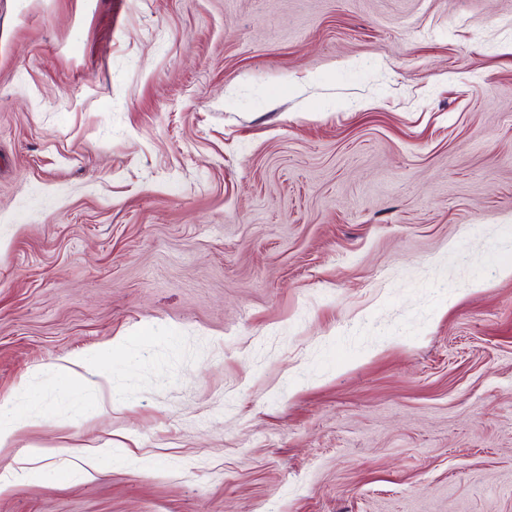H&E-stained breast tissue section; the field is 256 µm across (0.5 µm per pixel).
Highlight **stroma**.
I'll use <instances>...</instances> for the list:
<instances>
[{
  "label": "stroma",
  "mask_w": 512,
  "mask_h": 512,
  "mask_svg": "<svg viewBox=\"0 0 512 512\" xmlns=\"http://www.w3.org/2000/svg\"><path fill=\"white\" fill-rule=\"evenodd\" d=\"M508 265L512 0H0V512H512ZM121 343L109 344L98 349L94 354H83L75 358L66 359L67 365L60 364V373L67 375V382L63 386H58L56 392L62 399H67L73 394L78 393L84 386L85 377L74 370L71 366L81 368L89 373H99L106 368L112 360V355L120 348ZM19 412L8 403L0 404V447L4 448L13 441L16 431L22 426Z\"/></svg>",
  "instance_id": "35a3bbf8"
}]
</instances>
